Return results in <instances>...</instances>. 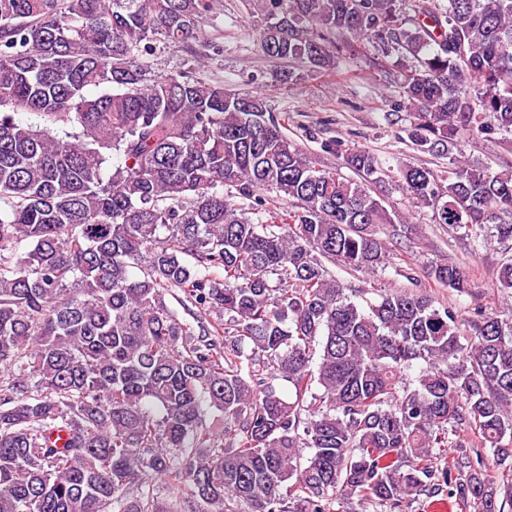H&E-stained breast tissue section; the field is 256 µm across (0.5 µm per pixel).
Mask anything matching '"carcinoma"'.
<instances>
[{
  "label": "carcinoma",
  "instance_id": "1",
  "mask_svg": "<svg viewBox=\"0 0 512 512\" xmlns=\"http://www.w3.org/2000/svg\"><path fill=\"white\" fill-rule=\"evenodd\" d=\"M214 6L0 0V512H334L353 497L398 512L422 496L503 512L512 316L480 312L464 337L427 291L364 307L329 265L389 264L377 227L409 217L382 184L451 235L512 241V164L479 165L458 140L512 136V0H262L261 47L294 64L286 81L344 51L399 56L395 106L444 170L338 139L320 143L326 168L266 97L204 76L206 53L151 73L157 49L201 41ZM428 277L469 286L457 262ZM498 282L512 290V257ZM462 427L474 454L450 459ZM487 448L496 480L477 470Z\"/></svg>",
  "mask_w": 512,
  "mask_h": 512
}]
</instances>
